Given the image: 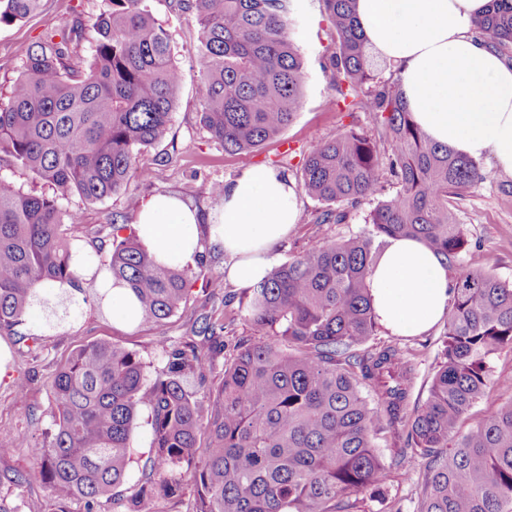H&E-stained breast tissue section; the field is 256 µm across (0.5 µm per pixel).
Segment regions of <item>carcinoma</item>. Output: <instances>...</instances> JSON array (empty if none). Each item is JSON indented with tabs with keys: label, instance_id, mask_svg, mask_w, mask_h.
<instances>
[{
	"label": "carcinoma",
	"instance_id": "carcinoma-1",
	"mask_svg": "<svg viewBox=\"0 0 512 512\" xmlns=\"http://www.w3.org/2000/svg\"><path fill=\"white\" fill-rule=\"evenodd\" d=\"M198 25L199 121L228 153L252 151L297 116L304 62L291 37L296 0H174ZM355 0H322L336 39L332 104L368 114L375 133L350 128L304 158L298 187L323 204L314 224H349L365 204L372 229L316 239L257 285L237 312L256 341L224 360V378L203 391L224 352V324L204 317L205 348L164 349L146 382L140 352L116 342L80 346L52 382L54 428L31 447L33 467L11 478L39 482L63 501L94 500L121 485L140 423L150 430L148 472L126 512H160L183 481L195 485L189 512H363L360 494L383 489L389 468L377 439L400 427L431 458L416 512H512V402L466 434L463 415L490 383L492 358L512 348V281L475 259L452 199L483 179L475 159L432 142L413 122L397 73L378 62L354 11ZM92 53L75 51L82 27L50 29L25 48L23 70L0 104V171H26L50 195L0 177V333L35 313L56 328L79 306L52 282L79 285L62 208L147 182L140 161L173 121L182 71L149 0H105ZM45 0H0V25L40 12ZM475 30L512 58V0H491ZM388 76H383L384 71ZM397 187L392 195L387 187ZM103 270L139 300L142 323L161 327L191 292L184 270L155 262L128 224H110ZM420 240L454 272L444 362L420 409L406 413L412 365L396 347L365 349L377 323L367 278L388 240ZM145 420H140L141 414Z\"/></svg>",
	"mask_w": 512,
	"mask_h": 512
}]
</instances>
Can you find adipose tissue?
Wrapping results in <instances>:
<instances>
[{"label": "adipose tissue", "instance_id": "adipose-tissue-1", "mask_svg": "<svg viewBox=\"0 0 512 512\" xmlns=\"http://www.w3.org/2000/svg\"><path fill=\"white\" fill-rule=\"evenodd\" d=\"M490 0H356L373 51L393 65L406 109L434 142L512 174V63L474 32ZM296 185L276 169L253 167L225 184L222 204L200 211L172 194L141 202L139 243L166 267L195 266L205 251L227 256V279L264 280L272 246L298 220ZM379 325L418 336L436 325L452 297L448 272L422 242L390 239L367 280Z\"/></svg>", "mask_w": 512, "mask_h": 512}]
</instances>
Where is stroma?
<instances>
[{"label": "stroma", "mask_w": 512, "mask_h": 512, "mask_svg": "<svg viewBox=\"0 0 512 512\" xmlns=\"http://www.w3.org/2000/svg\"><path fill=\"white\" fill-rule=\"evenodd\" d=\"M154 15L168 30L182 70L177 105L172 125L166 135L142 156L154 171L150 182L131 183L132 195L147 199L157 193L185 194L211 183L225 184L245 170L258 165H276L290 180H297L301 159L313 145L332 139L339 132L355 127L370 128L369 117L361 112H339L332 105L334 91L331 74L324 65L335 50L323 15L321 0H296L292 34L305 63V83L298 115L278 140L261 148L239 154L225 152L210 138L199 123L200 73L195 61L198 28L189 16L174 10L169 0H150ZM104 7L103 0H47L43 13L12 25H0V102L7 90L4 79L15 77L23 66L22 50L39 40L42 33L70 25L82 18L84 34L79 52L89 55L96 32L94 22ZM170 154L169 162L159 165L155 159ZM484 178L463 195L454 199L459 221L470 243L480 246V257L498 277L512 279V174L495 168L490 158L480 160ZM68 210L76 212L79 222L69 234L75 246L91 248L107 240L108 224L113 215L126 211L124 197H110L87 204L79 197L66 201ZM318 201L299 198V219L288 237L276 243L271 256L274 265H282L314 239H334L365 231L362 217L348 224H316L313 213ZM194 280L192 295L185 310L178 312L164 326L150 325L129 330L113 322L111 314L100 312L94 302L83 303L62 328L43 332V346L27 350L15 336L1 334L11 361L0 375V445L13 446L12 454L0 457V497L11 500L18 512H55L57 504L40 485L10 483L12 475L30 469L33 460L28 448L18 446L24 436H40L53 427L51 382L68 355L78 346L91 341H119L138 350L146 362L147 377H154L164 364V345L202 342L199 319L207 314L223 315L224 298L238 293L237 285L224 277L223 254H209L204 268H190ZM443 325H435L420 336L398 337L377 331L369 344L373 347L394 346L405 353L413 366L408 411L420 408L427 397L430 382L443 362ZM491 383L484 396L466 414L462 427L471 429L487 411L512 401V351L505 349L493 360ZM24 380L23 390H16L17 380ZM150 446L148 427H140L133 448V461L125 481L94 505L74 498L66 503L67 512H122L123 505L143 483ZM384 463L392 467L382 491L363 493L364 512H414L422 492L428 460L407 448L406 439L386 434L379 442Z\"/></svg>", "instance_id": "obj_1"}]
</instances>
